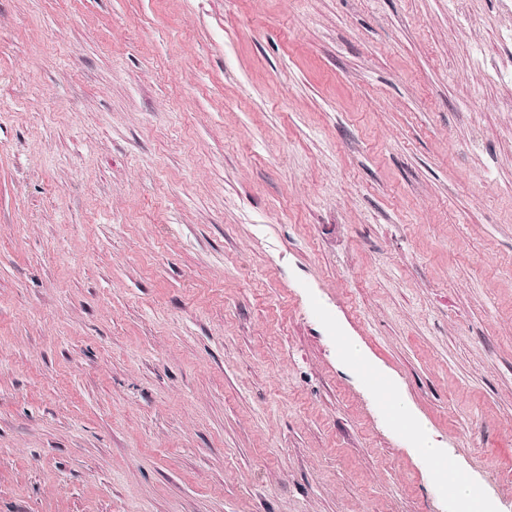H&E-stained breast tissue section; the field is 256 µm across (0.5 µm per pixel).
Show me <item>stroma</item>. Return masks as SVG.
<instances>
[{
  "instance_id": "obj_1",
  "label": "stroma",
  "mask_w": 512,
  "mask_h": 512,
  "mask_svg": "<svg viewBox=\"0 0 512 512\" xmlns=\"http://www.w3.org/2000/svg\"><path fill=\"white\" fill-rule=\"evenodd\" d=\"M423 438L512 512V0H0V512H460ZM386 401L393 420L408 429L413 430V432L417 434H421L423 432V427L413 420L411 414L407 410L408 402L403 397L386 390Z\"/></svg>"
}]
</instances>
